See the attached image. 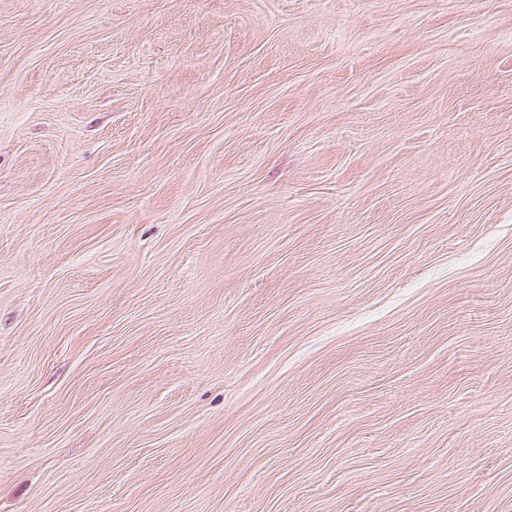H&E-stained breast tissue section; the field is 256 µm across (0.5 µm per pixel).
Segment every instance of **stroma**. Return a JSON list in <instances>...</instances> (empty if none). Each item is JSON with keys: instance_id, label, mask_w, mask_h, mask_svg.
<instances>
[{"instance_id": "obj_1", "label": "stroma", "mask_w": 512, "mask_h": 512, "mask_svg": "<svg viewBox=\"0 0 512 512\" xmlns=\"http://www.w3.org/2000/svg\"><path fill=\"white\" fill-rule=\"evenodd\" d=\"M0 512H512V0H0Z\"/></svg>"}]
</instances>
